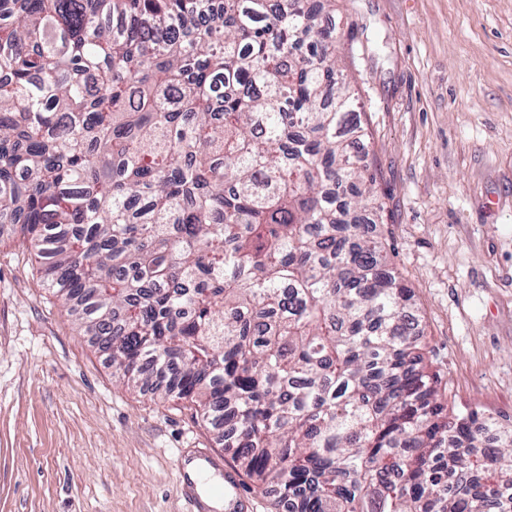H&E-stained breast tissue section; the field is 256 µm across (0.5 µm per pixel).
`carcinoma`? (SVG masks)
<instances>
[{"instance_id":"obj_1","label":"carcinoma","mask_w":512,"mask_h":512,"mask_svg":"<svg viewBox=\"0 0 512 512\" xmlns=\"http://www.w3.org/2000/svg\"><path fill=\"white\" fill-rule=\"evenodd\" d=\"M335 6L0 0V224L295 512H512V424L448 407L389 269Z\"/></svg>"}]
</instances>
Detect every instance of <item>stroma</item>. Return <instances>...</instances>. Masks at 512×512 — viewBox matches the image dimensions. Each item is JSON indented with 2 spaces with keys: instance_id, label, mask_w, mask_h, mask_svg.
Wrapping results in <instances>:
<instances>
[{
  "instance_id": "obj_1",
  "label": "stroma",
  "mask_w": 512,
  "mask_h": 512,
  "mask_svg": "<svg viewBox=\"0 0 512 512\" xmlns=\"http://www.w3.org/2000/svg\"><path fill=\"white\" fill-rule=\"evenodd\" d=\"M365 163L428 363L456 408L512 419V0H336ZM76 302L0 228V512H186L177 457L224 442L115 382Z\"/></svg>"
}]
</instances>
